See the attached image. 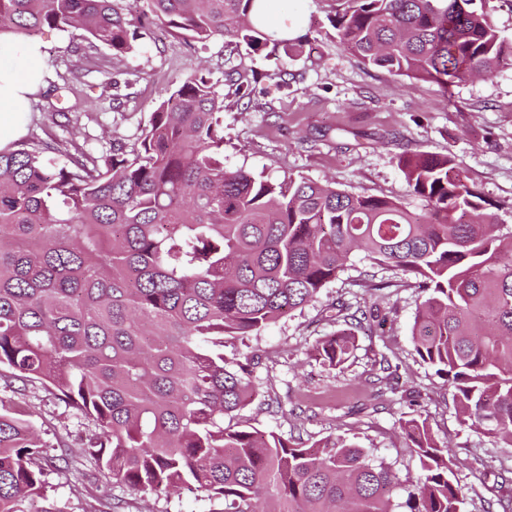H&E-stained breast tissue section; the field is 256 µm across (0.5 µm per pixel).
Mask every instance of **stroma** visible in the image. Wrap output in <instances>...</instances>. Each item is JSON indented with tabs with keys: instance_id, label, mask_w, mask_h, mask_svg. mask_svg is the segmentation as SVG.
I'll list each match as a JSON object with an SVG mask.
<instances>
[{
	"instance_id": "35a3bbf8",
	"label": "stroma",
	"mask_w": 512,
	"mask_h": 512,
	"mask_svg": "<svg viewBox=\"0 0 512 512\" xmlns=\"http://www.w3.org/2000/svg\"><path fill=\"white\" fill-rule=\"evenodd\" d=\"M336 7V0H277V14L299 11L306 19L303 46L290 57L280 49L255 53L220 40L190 46L157 26L135 55L113 60L101 47L81 59L70 52L65 33L34 32L45 85L30 102L23 135L66 137L62 115L72 101L52 87L73 65L86 70L81 127L97 151L116 139L133 142L154 102L202 65L224 97L226 168L271 179L328 180L418 212L423 203L412 195L399 155L408 149L448 155L495 214L502 234L512 233V68L445 88L363 65L336 37ZM280 65L289 72L283 81L272 76ZM233 69L258 75L250 99H238L227 82ZM422 300L414 278L352 253L314 301L251 339L259 396L241 418L291 441L341 437L372 449L397 474L395 500L402 503L422 470L400 422L422 416L461 462L455 471L465 492L461 512H486L512 492V447L461 426L450 385L416 354L412 326ZM339 302L375 308L379 315L350 320L356 347L334 368L317 356L315 345L338 330ZM0 401L25 409L46 442L41 464L62 512H99L115 498L124 500L123 512H217V504L186 490L141 497L114 487L83 454L91 423L40 385L2 377Z\"/></svg>"
}]
</instances>
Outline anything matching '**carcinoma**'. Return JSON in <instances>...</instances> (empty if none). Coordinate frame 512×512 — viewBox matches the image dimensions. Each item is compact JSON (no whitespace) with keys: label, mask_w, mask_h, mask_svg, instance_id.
Instances as JSON below:
<instances>
[{"label":"carcinoma","mask_w":512,"mask_h":512,"mask_svg":"<svg viewBox=\"0 0 512 512\" xmlns=\"http://www.w3.org/2000/svg\"><path fill=\"white\" fill-rule=\"evenodd\" d=\"M256 0H0V36L45 27L74 51L133 54L161 24L187 42L267 46ZM358 61L447 88L512 67V40L476 0H338ZM142 7L137 8L135 4ZM64 157L57 163L55 156ZM425 208L224 167V98L195 68L155 102L132 147L75 137L0 149V371L94 426L84 454L134 494L181 488L222 512H397L399 480L343 438L308 446L236 420L255 354L224 356L311 301L361 251L418 278L412 338L447 377L460 423L512 446V237L454 160L399 157ZM340 366L347 331L317 346ZM421 464L406 512H460L456 461L426 420L402 422ZM42 443L0 402V512H61Z\"/></svg>","instance_id":"carcinoma-1"}]
</instances>
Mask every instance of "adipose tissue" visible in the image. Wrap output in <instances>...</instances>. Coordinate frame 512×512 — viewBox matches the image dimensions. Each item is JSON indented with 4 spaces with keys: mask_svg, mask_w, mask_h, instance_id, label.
<instances>
[{
    "mask_svg": "<svg viewBox=\"0 0 512 512\" xmlns=\"http://www.w3.org/2000/svg\"><path fill=\"white\" fill-rule=\"evenodd\" d=\"M19 52L26 64L14 66L12 52ZM39 43L28 41L20 47L0 42V149L8 146L20 132L19 116L25 112L28 97L35 93L41 83Z\"/></svg>",
    "mask_w": 512,
    "mask_h": 512,
    "instance_id": "adipose-tissue-1",
    "label": "adipose tissue"
}]
</instances>
